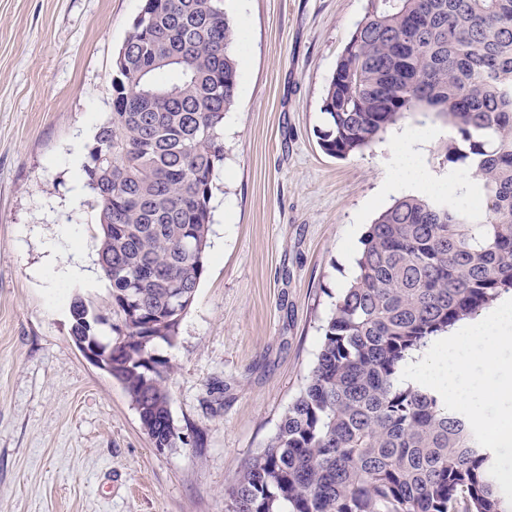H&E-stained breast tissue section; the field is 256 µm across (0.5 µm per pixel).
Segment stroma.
<instances>
[{"mask_svg":"<svg viewBox=\"0 0 512 512\" xmlns=\"http://www.w3.org/2000/svg\"><path fill=\"white\" fill-rule=\"evenodd\" d=\"M145 0H0V512H224L240 466L278 432L306 383L321 326L351 277L344 259L390 203L392 131L337 159L318 144L322 98L366 0H228L238 86L213 173L204 272L172 344L177 428L157 451L120 383L73 344L75 297L106 306L98 209L82 167L111 112L113 60ZM422 161L465 197L470 173Z\"/></svg>","mask_w":512,"mask_h":512,"instance_id":"1","label":"stroma"}]
</instances>
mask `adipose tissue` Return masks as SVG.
<instances>
[{"instance_id":"1","label":"adipose tissue","mask_w":512,"mask_h":512,"mask_svg":"<svg viewBox=\"0 0 512 512\" xmlns=\"http://www.w3.org/2000/svg\"><path fill=\"white\" fill-rule=\"evenodd\" d=\"M431 137L427 128L407 130L396 136L389 144V150L396 161V179L385 186V194L400 189L418 186L435 193L450 190V183L430 179L420 162V147Z\"/></svg>"}]
</instances>
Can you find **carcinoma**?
<instances>
[{"instance_id": "obj_1", "label": "carcinoma", "mask_w": 512, "mask_h": 512, "mask_svg": "<svg viewBox=\"0 0 512 512\" xmlns=\"http://www.w3.org/2000/svg\"><path fill=\"white\" fill-rule=\"evenodd\" d=\"M144 8L151 23L115 56L112 112L83 166L110 300L101 311L75 298L70 337L112 352L154 447L172 449L185 435L154 345L176 336L172 301L204 271L236 32L224 0ZM418 110L448 123L441 153L471 160L480 201L406 196L368 226L304 390L224 512H512L468 419L401 379L412 352L512 294V0H367L325 88L318 144L347 158Z\"/></svg>"}]
</instances>
